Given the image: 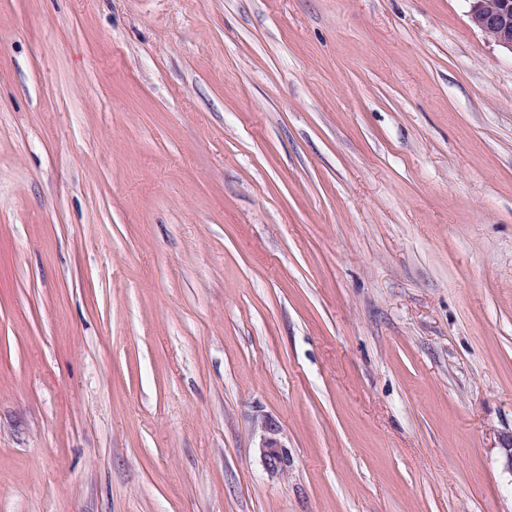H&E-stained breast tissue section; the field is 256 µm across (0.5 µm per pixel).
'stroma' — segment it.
<instances>
[{
  "label": "stroma",
  "instance_id": "obj_1",
  "mask_svg": "<svg viewBox=\"0 0 512 512\" xmlns=\"http://www.w3.org/2000/svg\"><path fill=\"white\" fill-rule=\"evenodd\" d=\"M468 11L0 0V512H512V52ZM266 433L267 435L264 436L261 446L265 448V459L272 469L281 468L285 465L286 459L281 449L284 446L281 445L277 438L279 431L277 428L269 427Z\"/></svg>",
  "mask_w": 512,
  "mask_h": 512
}]
</instances>
